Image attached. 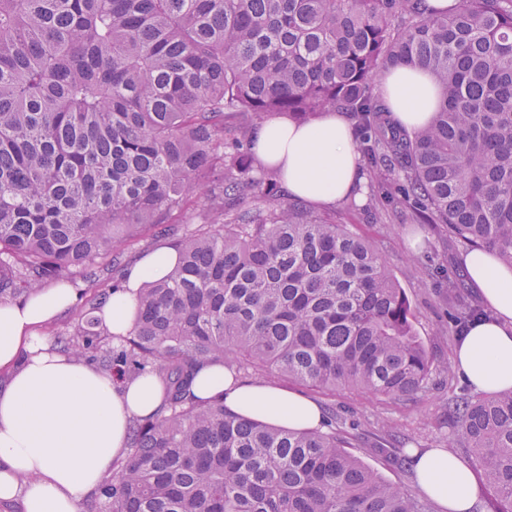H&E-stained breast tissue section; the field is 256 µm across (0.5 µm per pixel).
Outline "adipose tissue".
Wrapping results in <instances>:
<instances>
[{"label":"adipose tissue","instance_id":"obj_1","mask_svg":"<svg viewBox=\"0 0 512 512\" xmlns=\"http://www.w3.org/2000/svg\"><path fill=\"white\" fill-rule=\"evenodd\" d=\"M379 90L410 130L426 127L439 103L434 76L419 68L396 67ZM252 151L292 197L313 204L331 205L364 188L349 123L334 110L306 124L268 119L254 134ZM177 259V251L161 246L130 268L125 289L103 309L111 334H128L140 288L168 275ZM461 262L494 316L470 326L454 365L475 391H512V266L483 249L464 252ZM74 302L73 289L59 283L0 304V372L8 375L0 387V503H19L21 512H80L81 501L123 456L132 420L155 414L165 401L156 376L116 381L53 347L43 330ZM192 393L202 400L223 397L226 407L278 427L315 429L322 422L312 399L242 382L221 363L199 370ZM412 456L418 489L441 512H473L478 484L459 456L443 448H418Z\"/></svg>","mask_w":512,"mask_h":512}]
</instances>
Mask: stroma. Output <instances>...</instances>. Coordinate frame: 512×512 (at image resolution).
I'll list each match as a JSON object with an SVG mask.
<instances>
[{
  "instance_id": "obj_1",
  "label": "stroma",
  "mask_w": 512,
  "mask_h": 512,
  "mask_svg": "<svg viewBox=\"0 0 512 512\" xmlns=\"http://www.w3.org/2000/svg\"><path fill=\"white\" fill-rule=\"evenodd\" d=\"M397 179L396 172H387L381 179L368 182V191L361 200L318 206L314 212L347 225L383 256L410 302L413 328L431 358L426 387L412 402L357 388L328 392L300 388L293 382L288 388L301 390L326 411L335 413L336 429L348 437L355 454L386 480L412 492L416 489L412 473L382 457L377 444L393 438L399 456L410 455L416 448L447 447L454 427L448 414L449 401L458 396L475 400L479 394L455 368L456 342L448 334V307L452 303L448 280L461 272L460 258L467 246L449 241L445 225L419 223L404 208L388 211L383 223H371V203L391 193Z\"/></svg>"
}]
</instances>
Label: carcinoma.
<instances>
[{
	"instance_id": "carcinoma-1",
	"label": "carcinoma",
	"mask_w": 512,
	"mask_h": 512,
	"mask_svg": "<svg viewBox=\"0 0 512 512\" xmlns=\"http://www.w3.org/2000/svg\"><path fill=\"white\" fill-rule=\"evenodd\" d=\"M432 73L427 128L397 123L376 82ZM338 109L373 170L472 247L512 265V0H0V303L97 265L193 209L178 262L138 295L108 346L89 294L60 350L123 381L165 386L85 512H424L347 437L274 427L190 392L197 370H238L402 401L431 371L382 256L345 225L281 198L251 142L271 116ZM207 186L194 198L198 185ZM256 194L257 202L241 200ZM488 314L464 304L459 327ZM451 442L475 454L491 512H512V391L453 402Z\"/></svg>"
}]
</instances>
